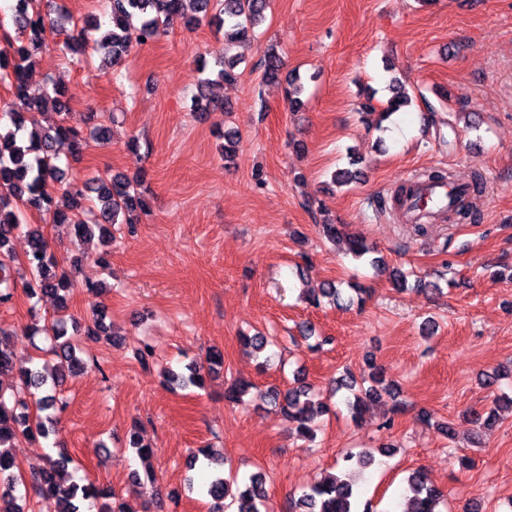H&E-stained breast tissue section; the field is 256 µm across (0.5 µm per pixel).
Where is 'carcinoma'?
<instances>
[{
  "mask_svg": "<svg viewBox=\"0 0 512 512\" xmlns=\"http://www.w3.org/2000/svg\"><path fill=\"white\" fill-rule=\"evenodd\" d=\"M34 2L36 0H13L11 10L16 36L4 34L5 45L0 48V76L10 80L15 97L10 111L0 114V120L8 121L4 131H0V302L12 299L16 281L20 279L28 297L51 294L58 300L59 307L65 309L73 288L81 286L94 294L101 284L89 279L76 284L68 271L59 265L39 225L29 226V250L24 259L14 256L9 242L20 223L21 208L44 212L54 224L71 225L79 238L90 237L97 229L101 236L110 239V225L139 223L148 205L140 176L131 179L116 175L109 181L95 179L84 183L65 179L60 165L61 149L68 147L69 155L76 158L87 146V136L61 120L49 128L29 123L28 114L32 110L49 105L60 115L68 104L67 90L60 85L54 86L52 94L40 101L27 95L26 75L33 56L46 44L47 34L45 15L34 9ZM268 4L269 0H109L112 30L95 37L100 25L97 19L89 18L59 46V51L66 54L90 48L117 62L132 44L143 46L154 42L173 21L181 19L191 24L202 16L218 28H229L232 42L246 44L250 42L254 28L264 19ZM237 65V59L227 56L215 61L218 67L215 77H205L194 98L197 111H210L212 101L206 88L214 82L235 80ZM281 66L280 55L274 48H269L265 58L266 77L277 79ZM391 91L387 107L378 114L375 122L377 129L387 117L409 102L402 85H392ZM51 185L62 188L65 195L72 198L70 210L53 208V196L48 191ZM94 209L99 212V222L88 224L83 214ZM348 251L357 259L376 253V249L360 235L350 237ZM370 263L379 272H389L396 287L404 289L408 286L406 273L397 267L389 268L384 258L374 256ZM40 331L50 339L48 352L59 359L58 373L50 379L34 365V358L24 362L18 360L10 338L0 333V378L6 374L13 378L11 386H0V502L9 503L3 512H25L21 507L10 506L15 500L13 470L16 466L10 448L19 437L30 440L48 437L55 418L67 408V401L60 397L57 387L83 368V360L77 357L75 346L67 338L62 320L57 319L47 327L32 328L34 334ZM223 366V354L213 348L208 351L205 363H189L188 374H172L169 382L183 388H201L205 377L219 373ZM372 379L373 386L345 399V406L355 420L369 403L384 394L398 400V395L390 389L378 388L382 383L380 372H375ZM294 383L295 386L284 392L271 388L263 398L278 407L302 437L310 438L314 435L315 418L326 412L327 407L313 401L310 386L298 379ZM30 398L39 411L33 417L28 412ZM70 463L72 459L61 454L56 459L48 457L43 463L29 466V484L45 512H85L87 501L97 506V512H128L125 504L103 487L92 483H67ZM354 472L355 469L348 468L311 484L294 502L293 512H361ZM407 482L412 493L410 501L415 504L411 512H439L444 494L429 483L424 471H413ZM204 493L214 502L212 512L228 509L259 512V505L267 494L266 480L262 473L256 472L240 484L218 474L204 485Z\"/></svg>",
  "mask_w": 512,
  "mask_h": 512,
  "instance_id": "carcinoma-1",
  "label": "carcinoma"
}]
</instances>
